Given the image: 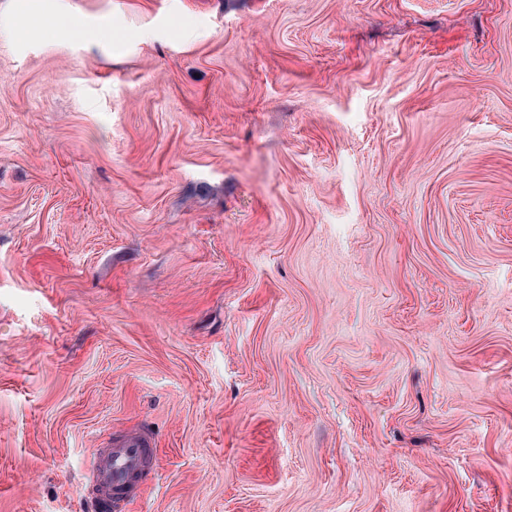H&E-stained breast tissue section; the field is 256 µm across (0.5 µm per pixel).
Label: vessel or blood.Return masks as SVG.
I'll list each match as a JSON object with an SVG mask.
<instances>
[{"mask_svg": "<svg viewBox=\"0 0 512 512\" xmlns=\"http://www.w3.org/2000/svg\"><path fill=\"white\" fill-rule=\"evenodd\" d=\"M154 473L152 442L144 435L128 434L96 449L84 475L93 512H124Z\"/></svg>", "mask_w": 512, "mask_h": 512, "instance_id": "1", "label": "vessel or blood"}]
</instances>
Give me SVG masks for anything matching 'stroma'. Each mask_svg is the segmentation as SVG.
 Masks as SVG:
<instances>
[{
	"label": "stroma",
	"instance_id": "obj_1",
	"mask_svg": "<svg viewBox=\"0 0 512 512\" xmlns=\"http://www.w3.org/2000/svg\"><path fill=\"white\" fill-rule=\"evenodd\" d=\"M512 512V0H0V512ZM155 474L151 440L128 434L97 448L84 475L94 512H120L135 502ZM150 476V478H148Z\"/></svg>",
	"mask_w": 512,
	"mask_h": 512
}]
</instances>
